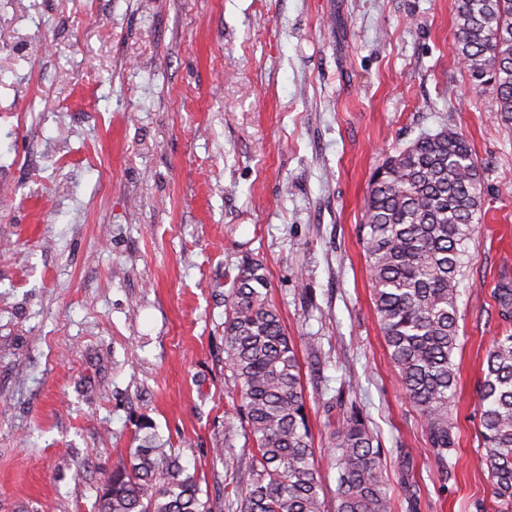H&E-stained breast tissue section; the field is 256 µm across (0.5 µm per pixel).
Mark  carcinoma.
Wrapping results in <instances>:
<instances>
[{"mask_svg": "<svg viewBox=\"0 0 512 512\" xmlns=\"http://www.w3.org/2000/svg\"><path fill=\"white\" fill-rule=\"evenodd\" d=\"M455 55L474 90H493L512 125V0H456ZM482 188L468 140L444 126L387 157L372 175L360 234L390 359L430 444L451 445L448 403L457 386L458 286ZM262 264L245 260L229 290L224 364L237 386L232 407L254 451L225 464L238 512H326L296 344L268 299ZM512 315V286L496 291ZM481 438L493 497L512 504V335L495 341L480 386ZM105 480L95 512H224L195 475L147 432ZM377 436L350 410L332 437L333 512H391Z\"/></svg>", "mask_w": 512, "mask_h": 512, "instance_id": "1", "label": "carcinoma"}]
</instances>
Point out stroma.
Segmentation results:
<instances>
[{"mask_svg": "<svg viewBox=\"0 0 512 512\" xmlns=\"http://www.w3.org/2000/svg\"><path fill=\"white\" fill-rule=\"evenodd\" d=\"M454 2L0 0V512H93L144 424L202 490L231 491L225 464L252 443L224 320L247 258L297 345L318 460L354 405L392 512H503L479 385L512 334L494 294L512 283V126L469 88ZM448 125L482 199L441 458L386 349L358 226L386 157Z\"/></svg>", "mask_w": 512, "mask_h": 512, "instance_id": "1", "label": "stroma"}]
</instances>
